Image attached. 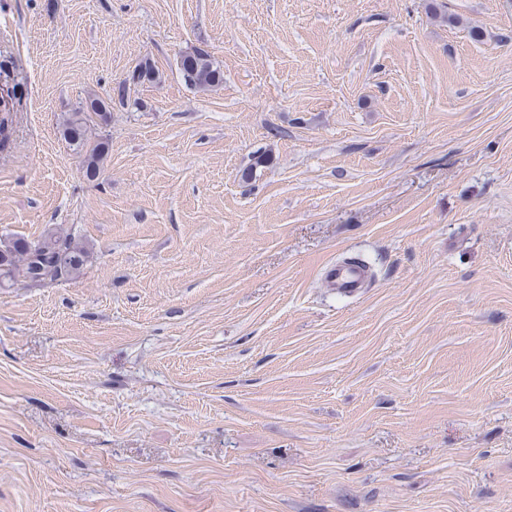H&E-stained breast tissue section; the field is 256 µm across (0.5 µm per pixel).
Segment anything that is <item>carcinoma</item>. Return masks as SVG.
<instances>
[{
    "mask_svg": "<svg viewBox=\"0 0 512 512\" xmlns=\"http://www.w3.org/2000/svg\"><path fill=\"white\" fill-rule=\"evenodd\" d=\"M178 68L185 84L195 90L206 91L224 80V73L212 55L200 47L182 53ZM137 69L139 72L133 71L119 82L108 99L90 97L63 117L61 135L83 152V175L89 181L99 178L109 154L108 141L92 135V126L109 120L115 100L123 107L140 110L143 103L130 98L129 87L160 80L159 70L149 58L143 59ZM16 71L14 61L0 59L1 83L17 87ZM15 117L13 102L0 107V152L10 145ZM91 258L88 245L62 229L49 231L37 240L0 238V288H11L21 279L28 283L36 272L44 286L72 280L83 273Z\"/></svg>",
    "mask_w": 512,
    "mask_h": 512,
    "instance_id": "1",
    "label": "carcinoma"
}]
</instances>
